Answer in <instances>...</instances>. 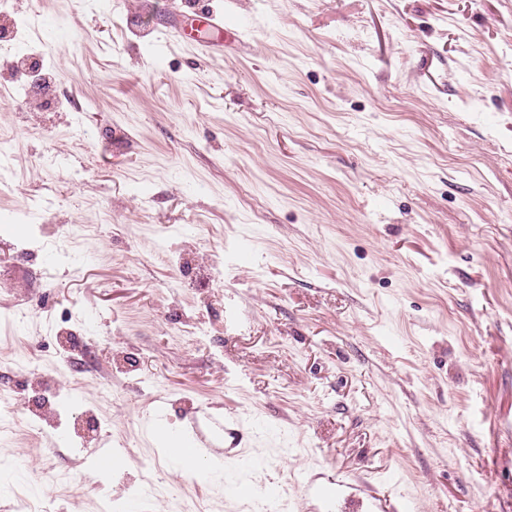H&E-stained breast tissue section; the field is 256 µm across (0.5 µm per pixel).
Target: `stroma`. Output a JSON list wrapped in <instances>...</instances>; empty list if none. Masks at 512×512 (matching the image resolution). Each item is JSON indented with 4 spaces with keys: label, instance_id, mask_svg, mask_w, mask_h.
Instances as JSON below:
<instances>
[{
    "label": "stroma",
    "instance_id": "obj_1",
    "mask_svg": "<svg viewBox=\"0 0 512 512\" xmlns=\"http://www.w3.org/2000/svg\"><path fill=\"white\" fill-rule=\"evenodd\" d=\"M187 2L0 15L52 77L0 67V512H512V0H197L208 58ZM203 13L206 24L216 31L231 32L238 42L244 40L249 35V28L234 26L229 20L224 19V15L217 14L209 8L202 6L199 9Z\"/></svg>",
    "mask_w": 512,
    "mask_h": 512
}]
</instances>
